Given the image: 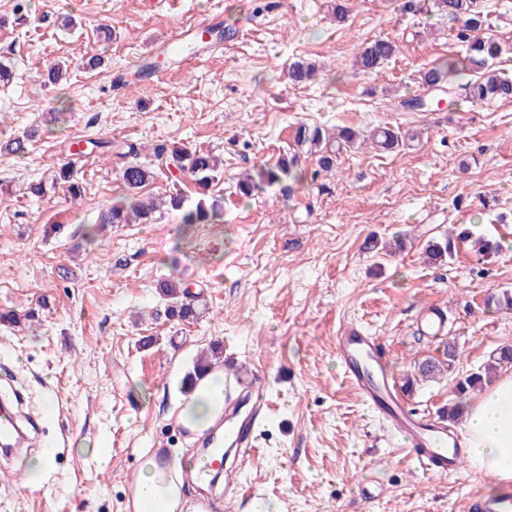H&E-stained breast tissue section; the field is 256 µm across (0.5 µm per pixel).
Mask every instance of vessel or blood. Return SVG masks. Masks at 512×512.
Instances as JSON below:
<instances>
[{
	"instance_id": "vessel-or-blood-1",
	"label": "vessel or blood",
	"mask_w": 512,
	"mask_h": 512,
	"mask_svg": "<svg viewBox=\"0 0 512 512\" xmlns=\"http://www.w3.org/2000/svg\"><path fill=\"white\" fill-rule=\"evenodd\" d=\"M421 325L433 337L448 333L447 317L438 309L426 311ZM336 358L368 408L406 442L423 473L442 478L465 462L469 450L455 439L446 424L404 405L375 336L356 325L344 326L336 338ZM224 390V456L243 460L252 451L253 430L263 408V388L255 377L246 383L225 382ZM27 441L11 408H0V452H13ZM467 512H512V487L490 497L472 499Z\"/></svg>"
}]
</instances>
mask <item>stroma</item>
Returning a JSON list of instances; mask_svg holds the SVG:
<instances>
[{
    "label": "stroma",
    "mask_w": 512,
    "mask_h": 512,
    "mask_svg": "<svg viewBox=\"0 0 512 512\" xmlns=\"http://www.w3.org/2000/svg\"><path fill=\"white\" fill-rule=\"evenodd\" d=\"M0 0V140L40 134L24 157L0 154V368H10L36 417V448L55 466L39 489L23 488L24 462L0 456V512H131L129 486L144 449L170 462L203 448L182 433L178 395L197 353L220 345L228 374L259 372L268 411L225 500L227 512H463L485 496L470 464L446 478L421 475L405 445L387 433L336 360L340 328L356 322L379 336L407 405L438 416L459 378L484 369L512 345V310L487 303L512 292V101L409 111L403 99L445 101L420 87V70L456 49L447 19L430 4L406 13L396 0ZM220 14L234 28L222 49L192 66L166 49L183 27ZM387 37L398 54L377 74L358 70L363 42ZM104 64L83 68V56ZM153 75L139 82L144 62ZM297 61L315 64L305 84L288 79ZM68 72L60 84L47 75ZM362 131L390 124L419 131L408 149L354 148L335 171L251 198L239 173L273 164L293 147V127ZM108 141L76 154L80 143ZM176 142L222 158L208 194L220 224H180L162 210L154 224L101 226L100 211L124 196L129 144L153 163L154 144ZM72 163L84 194H26L29 182ZM470 228L498 239L483 260L470 244L433 260L429 241ZM406 236L403 251L368 241ZM177 277L202 295L190 322L170 318L160 285ZM444 308L448 335L419 329L423 309ZM34 319H27V312ZM458 357L432 381L419 365ZM414 384H407V377ZM384 489L372 497L363 485Z\"/></svg>",
    "instance_id": "stroma-1"
}]
</instances>
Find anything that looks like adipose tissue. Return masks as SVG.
I'll use <instances>...</instances> for the list:
<instances>
[{
  "label": "adipose tissue",
  "mask_w": 512,
  "mask_h": 512,
  "mask_svg": "<svg viewBox=\"0 0 512 512\" xmlns=\"http://www.w3.org/2000/svg\"><path fill=\"white\" fill-rule=\"evenodd\" d=\"M180 414L182 424L203 436L224 413V375L202 376L189 388ZM465 438L470 463L494 485L512 482V374L500 376L482 394L463 403ZM202 459L189 456L162 464L144 452L131 487V512H211L194 500L183 479L184 472L198 471Z\"/></svg>",
  "instance_id": "1"
}]
</instances>
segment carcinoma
<instances>
[{
    "label": "carcinoma",
    "mask_w": 512,
    "mask_h": 512,
    "mask_svg": "<svg viewBox=\"0 0 512 512\" xmlns=\"http://www.w3.org/2000/svg\"><path fill=\"white\" fill-rule=\"evenodd\" d=\"M435 11L451 23L457 25L455 39L463 48L462 54H450L448 60L421 72V87L443 89L449 84L451 77L461 70L475 74V79L463 85L464 103L475 107L483 106L493 101L512 99V78L499 72L497 62L502 54L500 41L486 33L487 14L480 7V0H433ZM398 53V45L390 39L378 38L366 42L357 49L356 65L366 73L378 71L384 64ZM316 69L310 64L296 63L291 69L292 80L307 83L313 79ZM37 134L33 129L23 137L15 138L0 148L12 155H22L27 151V145ZM294 144L297 152L286 155L272 165H263L254 173H244L236 183L237 191L246 197L266 188H272L288 180L292 183L303 179V173L298 170L299 151L305 149L307 154L317 158L318 169L314 176L329 172L336 167L341 153L354 146L360 136L349 128L340 129L336 135H330L318 125L299 123L294 128ZM417 138V135L399 126H382L376 129L370 137L372 148L386 152H394ZM156 159L160 160L166 169L183 178L190 177L195 183L206 189L221 177L218 160L209 151L190 150L184 146H168L160 144L154 147ZM121 181L127 195L122 201L112 204L100 216L101 224H153L155 212L166 206L170 210L181 212L180 221L185 225L218 224L224 220L221 206L218 202H206L199 199L195 205H185L183 196L178 192L168 195V199L157 202L153 199L142 201L139 190L152 178L154 172L148 166L129 162L121 167ZM53 184L62 188L71 201L76 202L82 196V186L74 168L70 165L61 166L54 175ZM470 232L462 229L457 234H447L439 241L428 245L431 258L443 261L454 257L457 243L469 239ZM162 296L170 302L168 311L171 316L180 320H190L200 314L199 299L189 287L172 277L160 287ZM458 353L452 346L444 350L443 364L427 361L421 366L422 375L434 377L444 371V365H453ZM221 356L217 348L201 352L194 365V375L214 369L220 362ZM483 375L472 373L456 382L454 390L456 401L448 403L447 411L442 417L455 422L460 416V403L471 390L482 384Z\"/></svg>",
    "instance_id": "1"
}]
</instances>
